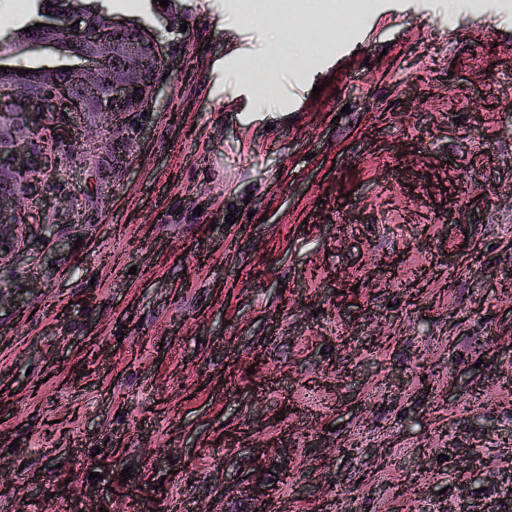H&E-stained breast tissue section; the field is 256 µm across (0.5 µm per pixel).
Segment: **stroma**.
<instances>
[{
  "label": "stroma",
  "instance_id": "1",
  "mask_svg": "<svg viewBox=\"0 0 512 512\" xmlns=\"http://www.w3.org/2000/svg\"><path fill=\"white\" fill-rule=\"evenodd\" d=\"M239 2L102 0L153 22L170 96L111 185L57 173L96 207L59 206L62 242L6 285L25 304H0V495L512 512L465 467L512 449V0H359L306 66L290 34L350 0ZM247 76L261 94H268L275 87L276 79L271 65H252L247 70Z\"/></svg>",
  "mask_w": 512,
  "mask_h": 512
}]
</instances>
